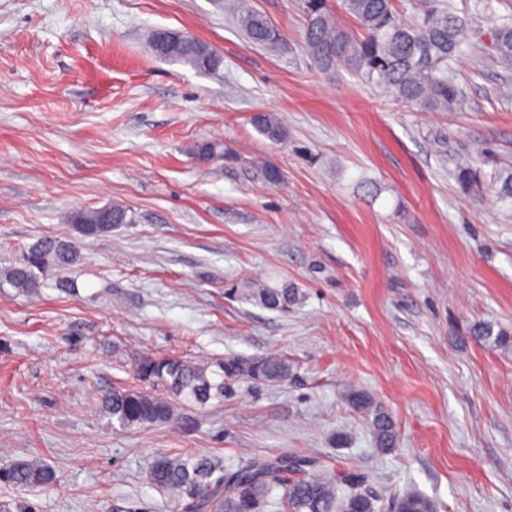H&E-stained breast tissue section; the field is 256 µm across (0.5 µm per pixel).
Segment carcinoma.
I'll return each mask as SVG.
<instances>
[{
    "instance_id": "carcinoma-1",
    "label": "carcinoma",
    "mask_w": 512,
    "mask_h": 512,
    "mask_svg": "<svg viewBox=\"0 0 512 512\" xmlns=\"http://www.w3.org/2000/svg\"><path fill=\"white\" fill-rule=\"evenodd\" d=\"M362 36L341 28L331 0H303L306 17L304 46L313 61L324 69L341 66L361 79L377 84L397 100L432 112H452L465 102L463 90L448 75L450 63L468 55L475 45L476 29L457 15L449 0L433 4L410 21L398 15L394 0H342ZM237 22L247 39L259 46L278 49L281 35L259 13L244 9ZM493 49L498 60L512 62V19L504 18L493 29ZM152 52L166 60L191 66L198 74L220 68V54L190 34L162 32L151 42ZM255 130L272 142H283L287 131L271 113L252 117ZM454 178L468 193L495 192L512 199V171H495L483 178L471 167L458 164ZM70 222L83 237L112 230L114 224L130 222L127 211L112 206V223L104 224L101 210L74 211ZM79 247L51 238L38 241L22 262L3 271L13 287L28 291L38 287L36 271L50 266L71 267L78 262ZM229 295L256 300L268 309L286 312L298 300L299 291L284 283L272 286L252 281ZM208 363L144 355L131 365L140 387L119 388L102 398L101 413L122 430L156 425H177L175 402L205 405L222 399L231 385L242 378L265 382L288 379V362L279 354L257 359L228 356ZM348 402L370 418L375 443L381 452L396 444L392 417L364 392H354ZM280 458L248 457L226 467L212 455L158 452L149 461L147 476L152 485L173 493L183 502V512H380L379 498L364 487L363 478L352 472L329 470L316 457H301L302 465L284 471ZM4 481L21 489L39 487L49 493L57 485L56 471L37 458L11 459L0 465ZM394 512H436L434 501L406 490L392 499Z\"/></svg>"
}]
</instances>
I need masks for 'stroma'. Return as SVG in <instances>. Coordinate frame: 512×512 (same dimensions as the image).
I'll use <instances>...</instances> for the list:
<instances>
[{"label": "stroma", "mask_w": 512, "mask_h": 512, "mask_svg": "<svg viewBox=\"0 0 512 512\" xmlns=\"http://www.w3.org/2000/svg\"><path fill=\"white\" fill-rule=\"evenodd\" d=\"M236 3L286 45L248 43ZM454 6L479 54L452 65L465 106L427 112L315 65L301 0H0V270L45 237L80 246L35 290L0 278V456L59 477L48 494L0 482V512H182L146 475L172 451L316 456L362 476L380 512L405 489L437 512H512V341L469 334H512V201L453 178L512 168V66L491 46L512 0ZM161 29L211 45L220 70L154 56ZM257 112L287 141L258 134ZM207 142L222 155L197 159ZM108 204L129 223L79 237L71 213ZM254 280L302 299L226 298ZM271 353L286 382L180 405V427L120 431L99 410L138 356ZM355 390L392 416V451ZM255 130L272 142H283L287 139V131L282 122L272 113H261L252 117Z\"/></svg>", "instance_id": "obj_1"}]
</instances>
